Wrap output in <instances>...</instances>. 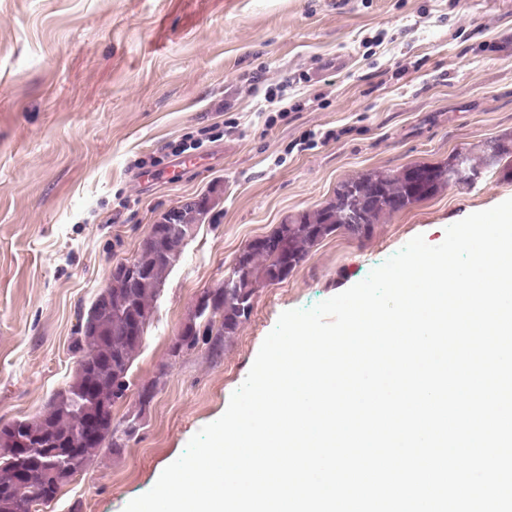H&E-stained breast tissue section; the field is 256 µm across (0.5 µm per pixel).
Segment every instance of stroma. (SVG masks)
I'll use <instances>...</instances> for the list:
<instances>
[{
  "label": "stroma",
  "instance_id": "35a3bbf8",
  "mask_svg": "<svg viewBox=\"0 0 512 512\" xmlns=\"http://www.w3.org/2000/svg\"><path fill=\"white\" fill-rule=\"evenodd\" d=\"M288 81L265 104L267 84ZM207 132L195 163L170 147ZM334 140L324 141L325 132ZM512 137V0H0V425L72 381L69 346L113 264L210 196L168 274L113 420L140 414L43 512H123L226 410L279 315L364 280L424 235L512 198V163L316 245L259 291L221 358L169 348L251 239L373 170ZM156 384L140 408L138 391Z\"/></svg>",
  "mask_w": 512,
  "mask_h": 512
}]
</instances>
